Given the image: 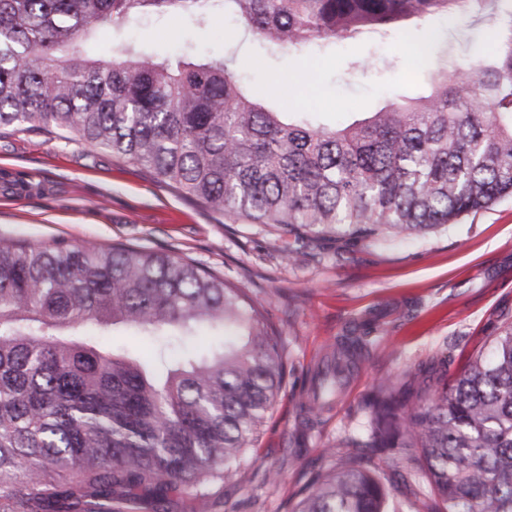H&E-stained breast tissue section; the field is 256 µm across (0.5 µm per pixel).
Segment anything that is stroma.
I'll use <instances>...</instances> for the list:
<instances>
[{"label":"stroma","mask_w":512,"mask_h":512,"mask_svg":"<svg viewBox=\"0 0 512 512\" xmlns=\"http://www.w3.org/2000/svg\"><path fill=\"white\" fill-rule=\"evenodd\" d=\"M432 28L449 62L489 53L486 23L437 19ZM157 60L205 62L233 52L249 92L282 112H308L326 127L368 117L387 100L428 95L432 63L391 40L339 42L323 51L269 50L215 8L206 26L176 15L142 18L121 34ZM370 58L352 71L356 59ZM126 245L193 260L264 305L278 329L285 384L254 448L224 485V504L186 502L182 512H291L300 489L327 462L324 448L365 437L364 401L377 381L447 358L457 374L488 351L512 321V197L426 236L356 249L312 242L297 248L260 224H228L149 177L137 164L73 139L0 127V241ZM381 329L347 374L331 409L302 416L315 364L336 351L369 311ZM374 458L407 512H422L403 476L413 450ZM277 471L268 482L267 471Z\"/></svg>","instance_id":"1"}]
</instances>
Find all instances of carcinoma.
Listing matches in <instances>:
<instances>
[{
    "instance_id": "obj_1",
    "label": "carcinoma",
    "mask_w": 512,
    "mask_h": 512,
    "mask_svg": "<svg viewBox=\"0 0 512 512\" xmlns=\"http://www.w3.org/2000/svg\"><path fill=\"white\" fill-rule=\"evenodd\" d=\"M509 0H0V125L68 133L141 166L232 224L297 243L357 248L425 235L512 196ZM220 3L272 51L383 39L435 15L494 23L497 49L429 74L431 92L341 128L286 118L244 91L234 57L158 61L115 41L79 46L144 14L206 23ZM118 325L145 360L101 340ZM313 375L330 405L351 351ZM218 337L202 357L172 340ZM445 362L379 383L367 439L325 449L326 469L292 512H403L370 461L418 454L428 512H512V325L453 379ZM284 375L266 310L194 261L128 246L0 242V512H178L175 496L223 503L216 481L254 446Z\"/></svg>"
}]
</instances>
